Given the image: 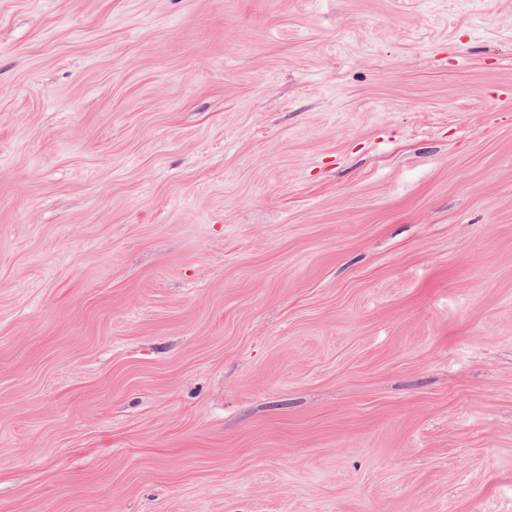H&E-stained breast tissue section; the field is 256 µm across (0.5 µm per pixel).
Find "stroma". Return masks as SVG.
<instances>
[{"label":"stroma","mask_w":512,"mask_h":512,"mask_svg":"<svg viewBox=\"0 0 512 512\" xmlns=\"http://www.w3.org/2000/svg\"><path fill=\"white\" fill-rule=\"evenodd\" d=\"M512 0H0V512H512Z\"/></svg>","instance_id":"stroma-1"}]
</instances>
